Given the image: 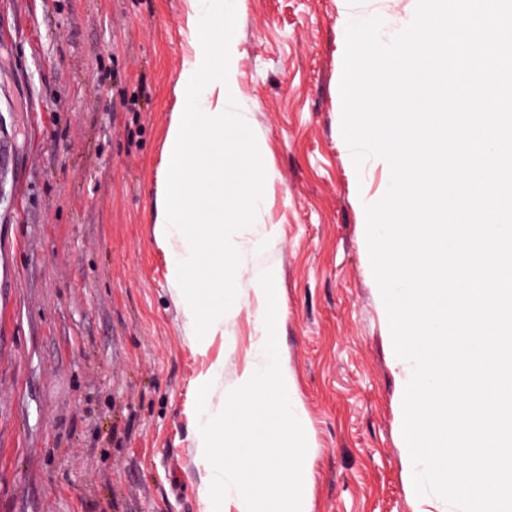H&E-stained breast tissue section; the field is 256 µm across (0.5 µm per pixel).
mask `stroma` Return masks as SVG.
<instances>
[{"mask_svg": "<svg viewBox=\"0 0 512 512\" xmlns=\"http://www.w3.org/2000/svg\"><path fill=\"white\" fill-rule=\"evenodd\" d=\"M196 0H0V512H205L196 380L220 412L249 307L198 353L155 236ZM416 0H236L240 111L270 176L235 281L279 274V352L314 444L311 512H425L405 477L401 385L364 244L389 187L341 134L350 20L383 40Z\"/></svg>", "mask_w": 512, "mask_h": 512, "instance_id": "stroma-1", "label": "stroma"}]
</instances>
